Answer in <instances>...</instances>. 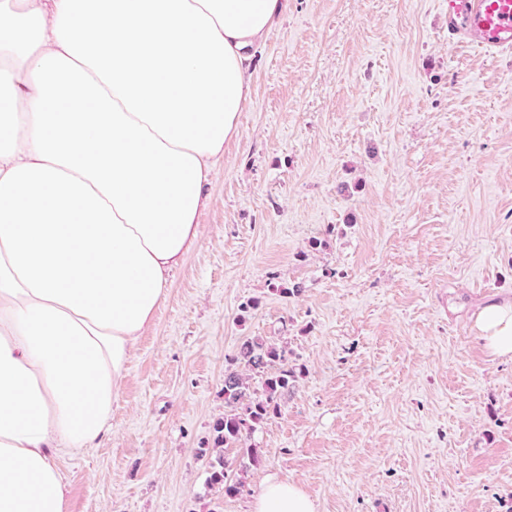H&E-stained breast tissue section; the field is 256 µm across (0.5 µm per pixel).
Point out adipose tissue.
Segmentation results:
<instances>
[{"label": "adipose tissue", "mask_w": 512, "mask_h": 512, "mask_svg": "<svg viewBox=\"0 0 512 512\" xmlns=\"http://www.w3.org/2000/svg\"><path fill=\"white\" fill-rule=\"evenodd\" d=\"M288 0H0V512H67ZM476 328L512 357V301ZM250 512H316L267 475Z\"/></svg>", "instance_id": "1"}]
</instances>
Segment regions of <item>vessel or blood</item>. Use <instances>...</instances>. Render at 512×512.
<instances>
[{"mask_svg":"<svg viewBox=\"0 0 512 512\" xmlns=\"http://www.w3.org/2000/svg\"><path fill=\"white\" fill-rule=\"evenodd\" d=\"M448 38L488 53L512 51V0H448Z\"/></svg>","mask_w":512,"mask_h":512,"instance_id":"obj_1","label":"vessel or blood"}]
</instances>
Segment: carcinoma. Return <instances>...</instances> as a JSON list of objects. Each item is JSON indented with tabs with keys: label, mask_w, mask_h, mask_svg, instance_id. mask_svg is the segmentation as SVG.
I'll return each mask as SVG.
<instances>
[{
	"label": "carcinoma",
	"mask_w": 512,
	"mask_h": 512,
	"mask_svg": "<svg viewBox=\"0 0 512 512\" xmlns=\"http://www.w3.org/2000/svg\"><path fill=\"white\" fill-rule=\"evenodd\" d=\"M237 360L244 370L227 368L224 375V418L214 425L216 443L237 449V456L257 465L261 455L251 443L253 434L279 412L278 399L294 386L298 374L288 365V347L277 345L261 336L246 339ZM231 463L218 459V469L210 482L232 496L239 491L238 482L229 474Z\"/></svg>",
	"instance_id": "cac0c4a2"
}]
</instances>
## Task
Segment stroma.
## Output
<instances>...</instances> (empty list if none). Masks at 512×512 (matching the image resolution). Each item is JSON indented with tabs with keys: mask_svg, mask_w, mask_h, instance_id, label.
Here are the masks:
<instances>
[{
	"mask_svg": "<svg viewBox=\"0 0 512 512\" xmlns=\"http://www.w3.org/2000/svg\"><path fill=\"white\" fill-rule=\"evenodd\" d=\"M112 401L62 452L70 512H247L270 474L318 512H512V52L451 49L442 0H288L239 134ZM301 373L238 493L209 482L243 341ZM476 329L487 348L499 357H512V301L486 306L476 319Z\"/></svg>",
	"mask_w": 512,
	"mask_h": 512,
	"instance_id": "stroma-1",
	"label": "stroma"
}]
</instances>
